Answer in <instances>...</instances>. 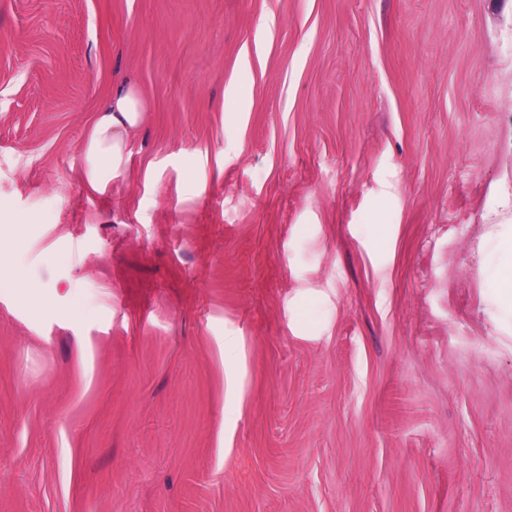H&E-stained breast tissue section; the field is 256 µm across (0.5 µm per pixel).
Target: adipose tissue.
<instances>
[{
  "mask_svg": "<svg viewBox=\"0 0 512 512\" xmlns=\"http://www.w3.org/2000/svg\"><path fill=\"white\" fill-rule=\"evenodd\" d=\"M143 104L132 83L121 81L101 106L84 143V177L87 185H109L113 172L127 160V147L142 122Z\"/></svg>",
  "mask_w": 512,
  "mask_h": 512,
  "instance_id": "adipose-tissue-1",
  "label": "adipose tissue"
}]
</instances>
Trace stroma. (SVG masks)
Segmentation results:
<instances>
[{"label": "stroma", "mask_w": 512, "mask_h": 512, "mask_svg": "<svg viewBox=\"0 0 512 512\" xmlns=\"http://www.w3.org/2000/svg\"><path fill=\"white\" fill-rule=\"evenodd\" d=\"M510 226L512 0H0V512H512ZM143 104L132 83L120 81L101 106L84 143V177L94 189L112 181V173L127 160V147L142 122ZM497 249L503 255H511V264L500 268L495 288L503 299L512 301V228L500 235Z\"/></svg>", "instance_id": "35a3bbf8"}]
</instances>
